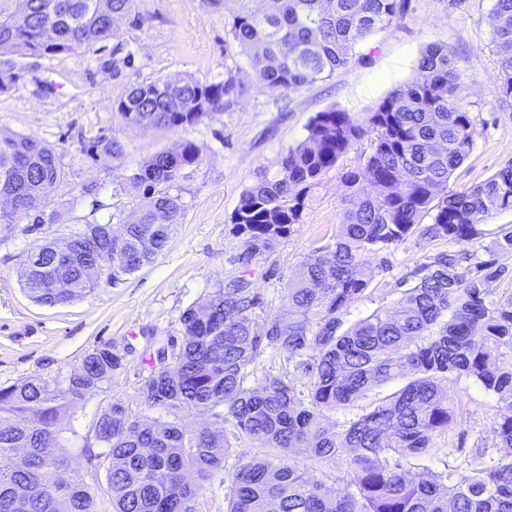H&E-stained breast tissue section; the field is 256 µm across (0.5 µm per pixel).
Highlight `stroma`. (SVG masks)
Listing matches in <instances>:
<instances>
[{
  "mask_svg": "<svg viewBox=\"0 0 512 512\" xmlns=\"http://www.w3.org/2000/svg\"><path fill=\"white\" fill-rule=\"evenodd\" d=\"M492 5L493 0H407L403 17L360 45L347 67L313 86L288 91L256 85L245 58L225 50L224 8L210 0H139L143 26L119 21L109 51L24 59L19 80L0 93V130L55 146L64 177L32 207L36 213L56 212V223L32 232L23 219L10 231H0V387L30 378L63 379L88 352L112 345L122 357L121 368L105 391L88 395L75 418L62 424L71 460L83 468L91 424L108 404L134 402L151 345L159 338H180L184 310L240 278L261 300L258 315L287 307L289 282L300 262L335 249L351 206L344 176L362 168L370 140L357 141L321 176L300 224L274 251L248 260L232 224L243 191L258 174H275L281 153L304 138L316 113L336 107L364 121L382 98L413 78L428 45H442L456 59L459 96L476 127L474 147L449 189L466 190L512 165V108L500 101V63L489 45ZM233 62L241 67L244 93L230 111L197 125L143 131L123 125L113 112L115 101L132 85L186 75L211 82ZM99 135L122 144L120 160L85 152V144ZM183 141L199 147L200 159L183 169L171 189L185 209L167 250L119 283L99 277L93 290L68 304L36 303L20 281L31 251L41 241L65 239L87 218L135 221L139 199L134 190H122V183L143 160ZM90 184L94 193L84 194ZM477 228L480 236L473 243L436 238L419 228L371 253L364 266L368 289L351 304L345 323L380 308L397 311L417 273L443 252L463 256L470 269L498 260L507 274L484 286L493 300L511 293L512 255L499 254L496 243L502 229L512 230V210L479 218ZM457 386L463 448L481 445L497 459L511 454L497 447L492 435L502 404L474 381L462 378ZM181 422L187 427L204 423L230 438L225 468L265 454L256 443L236 438L231 418L185 412Z\"/></svg>",
  "mask_w": 512,
  "mask_h": 512,
  "instance_id": "1",
  "label": "stroma"
}]
</instances>
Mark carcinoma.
<instances>
[{
  "label": "carcinoma",
  "mask_w": 512,
  "mask_h": 512,
  "mask_svg": "<svg viewBox=\"0 0 512 512\" xmlns=\"http://www.w3.org/2000/svg\"><path fill=\"white\" fill-rule=\"evenodd\" d=\"M404 0H224V31L247 60L256 83L284 91L332 77L351 61L356 46L404 14ZM490 44L502 70L501 101L512 105V0H493ZM142 24L137 0H0V93L20 78L25 57L106 50L116 20ZM240 67L201 83L192 76L158 78L131 86L115 104L119 121L144 130L176 131L230 109L244 92ZM458 66L439 45L425 49L413 79L389 92L362 123L330 108L318 112L307 134L288 148L270 178L246 188L232 217L248 259L276 248L300 223L310 190L354 143L368 136L371 151L360 172L346 175L358 201L347 210L328 254H311L293 273L288 308L268 313L256 329L259 298L236 280L211 292L180 317L181 341L170 369L158 371L159 350L149 351L150 377L137 388L139 405L172 417L149 424L140 412L110 404L93 428L109 448L105 459L84 445L88 460L105 471L113 512H199L198 498L214 471L224 467L229 440L207 425L189 431L180 414L215 412L231 417L236 438L270 448V458L240 459L224 473L231 484L226 512H512V458L486 460L476 448L468 474L446 465L415 483L410 470L463 449L433 447L458 420L450 376L478 382L504 405L493 435L512 448V293L487 299L483 281L507 266L484 262V275L460 270V257L441 253L403 293L397 313L376 310L344 327L350 304L364 295L367 255L403 240L432 215L425 231L470 243L480 216L512 209V166L464 192H448L453 171L469 156L475 126L458 96ZM90 155L118 159L121 143L100 135L84 146ZM198 146L183 141L145 160L127 177L142 191L138 218L110 237L112 221H87L70 235L60 257L46 241L20 272L24 288L42 305L68 303L93 286L89 268L105 259L112 282L162 254L184 212L170 193ZM64 170L53 146L0 131V196L15 201L0 211V225L29 215L28 205L48 196ZM309 375L307 399L288 373L246 386L249 368L267 350ZM121 368L112 346L96 347L68 378L27 379L0 388V512H101L97 496L61 441L59 425L86 396L104 388ZM400 377L409 381L346 428L331 432L324 413L346 409L373 389ZM348 453L345 479L353 491L332 496L320 476ZM198 482L187 481V472Z\"/></svg>",
  "instance_id": "carcinoma-1"
}]
</instances>
